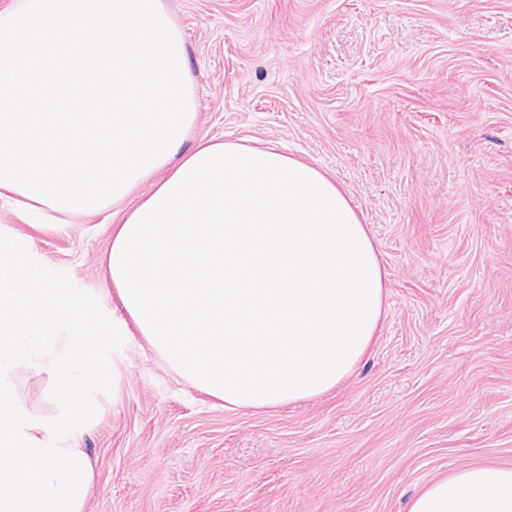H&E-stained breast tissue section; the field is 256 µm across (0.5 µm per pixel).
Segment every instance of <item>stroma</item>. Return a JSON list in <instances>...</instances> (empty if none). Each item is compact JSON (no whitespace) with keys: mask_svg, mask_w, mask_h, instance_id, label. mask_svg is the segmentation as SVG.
Returning <instances> with one entry per match:
<instances>
[{"mask_svg":"<svg viewBox=\"0 0 512 512\" xmlns=\"http://www.w3.org/2000/svg\"><path fill=\"white\" fill-rule=\"evenodd\" d=\"M204 140L274 143L335 179L377 247L385 315L318 397L228 409L134 323L120 399L81 440L85 512H406L434 479L512 467V0H163ZM111 212L33 224L31 243L105 314Z\"/></svg>","mask_w":512,"mask_h":512,"instance_id":"obj_1","label":"stroma"}]
</instances>
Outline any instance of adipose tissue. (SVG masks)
I'll return each mask as SVG.
<instances>
[{
  "label": "adipose tissue",
  "instance_id": "obj_1",
  "mask_svg": "<svg viewBox=\"0 0 512 512\" xmlns=\"http://www.w3.org/2000/svg\"><path fill=\"white\" fill-rule=\"evenodd\" d=\"M183 34L161 0L0 11V197L36 216L120 206L107 268L141 336L225 405L319 396L360 362L385 273L344 192L268 145L202 142ZM408 512H512V468L427 485Z\"/></svg>",
  "mask_w": 512,
  "mask_h": 512
}]
</instances>
